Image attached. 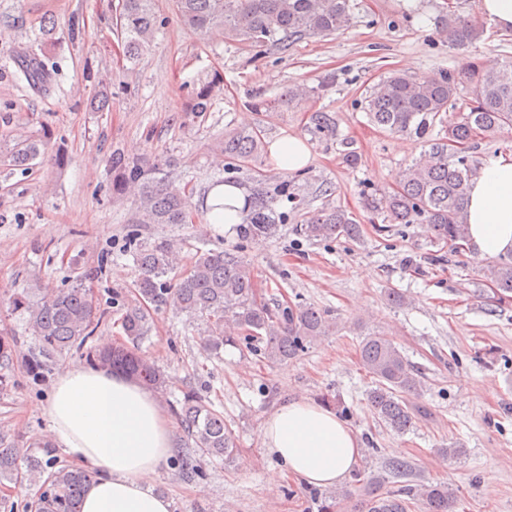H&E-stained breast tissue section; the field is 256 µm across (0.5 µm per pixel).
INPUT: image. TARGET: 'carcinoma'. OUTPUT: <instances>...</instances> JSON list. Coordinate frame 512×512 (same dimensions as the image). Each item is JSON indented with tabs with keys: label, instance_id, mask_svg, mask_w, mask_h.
<instances>
[{
	"label": "carcinoma",
	"instance_id": "1",
	"mask_svg": "<svg viewBox=\"0 0 512 512\" xmlns=\"http://www.w3.org/2000/svg\"><path fill=\"white\" fill-rule=\"evenodd\" d=\"M180 21L203 34L219 29L232 40L255 45H275L286 50L314 36L333 34L353 19L355 0H177ZM124 35V52L136 60L149 46L156 28L154 0H121L117 16ZM477 20L448 15V44L465 48L481 35ZM19 72L29 87L42 90L51 79L46 62L36 53L23 57ZM469 86L473 103L449 123L443 116L448 104ZM214 86L204 85L186 108L209 110ZM366 115L375 126L390 134L414 135L424 140L426 150L401 173L391 191L363 193V207L384 224H426L441 254L458 253L466 247L467 191L475 168L466 150L476 137L512 129V60L469 63L437 76H386L365 96ZM226 169L248 165L261 150L260 132L234 128L218 141ZM42 141L24 139L11 149L14 165H27L41 155ZM112 194L135 198V224H187L189 204L181 188L170 179L162 160L129 158L112 152ZM301 201L287 181L269 182L252 177L247 204V223L236 225L243 241L277 235L283 215L275 209L280 198ZM306 240L357 239L360 225L345 210L325 205L292 228ZM138 276L136 301L123 306L121 325L127 342L101 346L93 364L120 372L158 393L167 390L168 377L158 366L136 352V346L151 333L154 312L166 308L189 319L205 320L199 336L204 348L218 352L243 338L271 363L286 362L319 336L336 331V321L315 306L269 304L257 292L254 274L237 250L198 251L190 268L169 279L178 256L165 241L135 247ZM495 288L512 292V258L487 267ZM13 307L27 314V327L50 355L71 347L81 348L99 323L89 290L73 287L52 290L37 301L26 295L12 300ZM360 363L373 379L368 392L373 414L385 428L404 434L415 424L417 410L411 397L423 392L417 369L394 343L377 331H369L359 344ZM171 410L193 453L181 460L183 480L194 481L201 468L196 456L230 463L238 454L224 413L206 397L188 388ZM25 457V468L17 461ZM92 481L91 473L63 463L57 449L44 446L21 453L12 446L0 447V483L34 488L25 512H79L81 496ZM421 504L425 512H455V499L442 483L406 484L398 488L381 478L360 499L357 512H410Z\"/></svg>",
	"mask_w": 512,
	"mask_h": 512
}]
</instances>
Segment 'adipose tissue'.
I'll return each instance as SVG.
<instances>
[{
  "mask_svg": "<svg viewBox=\"0 0 512 512\" xmlns=\"http://www.w3.org/2000/svg\"><path fill=\"white\" fill-rule=\"evenodd\" d=\"M244 206L241 188L229 183L213 186L204 201L208 223L219 230L241 223ZM466 219L480 256L512 252V158L484 159L470 184ZM45 413L48 440L93 474L80 512H171L170 500L151 487L176 448L171 418L155 394L104 368L70 367L57 375ZM262 438L288 477L306 486L341 483L361 456L358 434L304 397L272 411Z\"/></svg>",
  "mask_w": 512,
  "mask_h": 512,
  "instance_id": "obj_1",
  "label": "adipose tissue"
}]
</instances>
